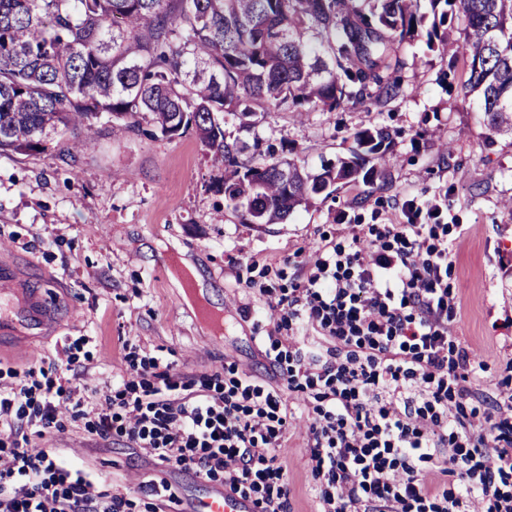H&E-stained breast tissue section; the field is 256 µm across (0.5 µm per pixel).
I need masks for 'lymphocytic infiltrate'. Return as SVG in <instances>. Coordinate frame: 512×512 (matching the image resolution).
<instances>
[{
    "mask_svg": "<svg viewBox=\"0 0 512 512\" xmlns=\"http://www.w3.org/2000/svg\"><path fill=\"white\" fill-rule=\"evenodd\" d=\"M429 223L386 224L373 237L317 247L308 275L285 298L266 296L278 326L334 337L326 357L288 354L289 390L315 401L308 426L321 512H512V390L472 386L484 364L451 338L452 249L432 204ZM33 373L0 391V428L20 434ZM177 397L164 379L145 398L105 399L101 438L119 437L160 464L222 480L261 512H286L288 482L275 451L288 425L282 396L248 379L222 398ZM436 470L428 483L423 467ZM24 477L21 486L9 479ZM124 495L55 451L13 445L0 453V512H130Z\"/></svg>",
    "mask_w": 512,
    "mask_h": 512,
    "instance_id": "f902f5d3",
    "label": "lymphocytic infiltrate"
}]
</instances>
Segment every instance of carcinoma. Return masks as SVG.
<instances>
[{
	"instance_id": "carcinoma-1",
	"label": "carcinoma",
	"mask_w": 512,
	"mask_h": 512,
	"mask_svg": "<svg viewBox=\"0 0 512 512\" xmlns=\"http://www.w3.org/2000/svg\"><path fill=\"white\" fill-rule=\"evenodd\" d=\"M450 15L464 19L466 93L489 137L512 135V0H0V153L50 135L70 152L101 114L168 138L192 131L224 167V206L245 224H283L385 179L373 161L392 136L359 130L310 173L263 146L264 113L398 95L400 45L444 42ZM230 120L247 137L228 135Z\"/></svg>"
}]
</instances>
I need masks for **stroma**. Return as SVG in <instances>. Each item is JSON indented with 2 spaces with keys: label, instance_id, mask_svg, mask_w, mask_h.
<instances>
[{
  "label": "stroma",
  "instance_id": "1",
  "mask_svg": "<svg viewBox=\"0 0 512 512\" xmlns=\"http://www.w3.org/2000/svg\"><path fill=\"white\" fill-rule=\"evenodd\" d=\"M463 27L453 18L440 50L422 37L403 45L394 99L306 112L297 122L285 112L266 114L262 137L293 147L313 173L322 159L346 154L358 130L382 126L395 134L388 184L342 188L283 224H244L226 210L224 170L191 133L169 139L101 118L76 153L53 139L37 152L0 155V271L12 277L0 299L24 307L35 294L48 298L42 320L0 332V389L31 369L56 380L69 361L93 399L114 395L129 377L155 386L165 371L197 383L236 365L279 391L290 409L276 450L288 512H318L309 413L288 391L285 365L266 355L274 323L243 279L289 294L306 275L291 256L343 241L353 225L403 221L402 205L414 199L447 206L441 221L454 245L448 284L461 306L452 336L486 366L475 390L495 396L512 365V210L504 206L512 199V137L488 144L478 100L463 89ZM174 258L201 275L209 305L224 316L223 340L175 287L182 271L171 266ZM60 419L61 430L42 436L26 427L25 447L58 449L136 506L149 502L143 483L153 478L167 479L188 501L216 488L120 440L102 441L94 412L76 418L64 410Z\"/></svg>",
  "mask_w": 512,
  "mask_h": 512
}]
</instances>
